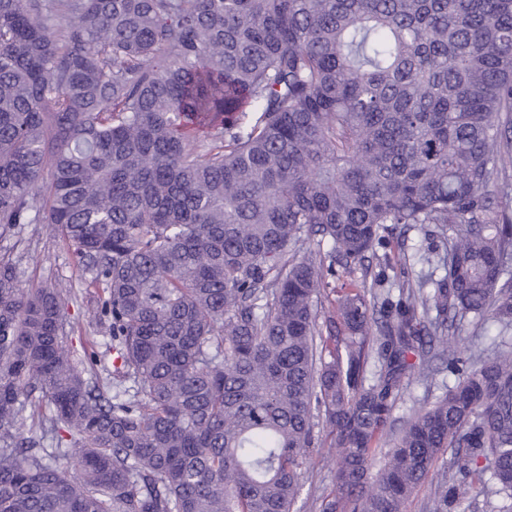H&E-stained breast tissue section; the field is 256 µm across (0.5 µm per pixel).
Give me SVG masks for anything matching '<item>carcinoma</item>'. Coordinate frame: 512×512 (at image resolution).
I'll return each instance as SVG.
<instances>
[{
    "label": "carcinoma",
    "mask_w": 512,
    "mask_h": 512,
    "mask_svg": "<svg viewBox=\"0 0 512 512\" xmlns=\"http://www.w3.org/2000/svg\"><path fill=\"white\" fill-rule=\"evenodd\" d=\"M29 224L115 357L0 255V512H292L319 443L321 512H403L450 451L428 512H512V345L452 332L512 327V0H0V242ZM430 224L445 277L341 281ZM461 336L466 337L465 343L469 352L481 355L484 358L493 357L496 350L491 345L493 338L498 332L496 326H489L488 331L484 333L477 332L474 329L473 319L469 315L460 321H457ZM81 327L82 332L79 329V332L76 331L73 335L74 345H79V336H82V340L94 338V340L97 341L96 351L98 358L101 360L98 365L99 372L104 379L109 378L112 371L113 354L112 349L109 347V338L106 337L108 336L106 335L107 333L95 322L87 323V321L84 320ZM427 390L426 384L418 376L405 383L401 400L398 402L394 413L396 418L395 426L399 424V420L407 417L414 409L420 406L427 395Z\"/></svg>",
    "instance_id": "obj_1"
}]
</instances>
